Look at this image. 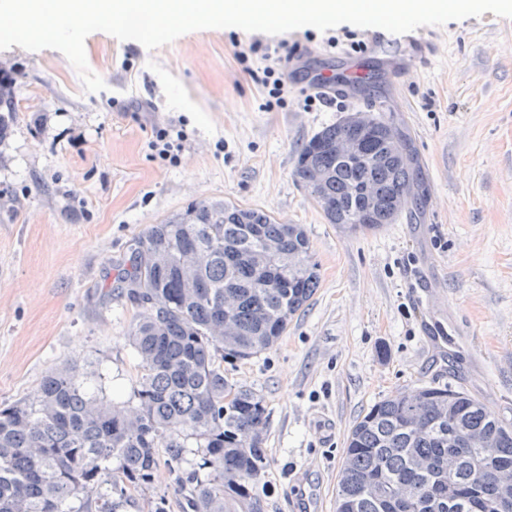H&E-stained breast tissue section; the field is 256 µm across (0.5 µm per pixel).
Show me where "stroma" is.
Returning <instances> with one entry per match:
<instances>
[{
	"label": "stroma",
	"mask_w": 512,
	"mask_h": 512,
	"mask_svg": "<svg viewBox=\"0 0 512 512\" xmlns=\"http://www.w3.org/2000/svg\"><path fill=\"white\" fill-rule=\"evenodd\" d=\"M311 26L185 33L147 50L95 32L85 91L54 49L0 50L15 114L0 140V406L28 398L49 371L76 367L99 399L128 396L138 359L136 305L106 296L132 238L193 202L223 200L304 225L320 283L277 344L225 362L233 383L268 408L266 512H295L315 493L334 512L347 436L374 403L424 385L461 388L512 422V19L483 16L416 29L429 62L399 84L306 109L310 74L285 68L288 102L270 103L239 46L286 40L342 74L345 46ZM401 128L422 172V204L367 234L327 223L293 175L297 154L346 115ZM183 124L177 164L155 160L148 126ZM448 315V356L424 327ZM176 468L160 461L119 512H187Z\"/></svg>",
	"instance_id": "obj_1"
}]
</instances>
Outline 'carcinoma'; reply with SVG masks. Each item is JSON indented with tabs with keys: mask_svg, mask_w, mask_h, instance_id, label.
I'll list each match as a JSON object with an SVG mask.
<instances>
[{
	"mask_svg": "<svg viewBox=\"0 0 512 512\" xmlns=\"http://www.w3.org/2000/svg\"><path fill=\"white\" fill-rule=\"evenodd\" d=\"M0 75V140L15 104ZM378 121L363 164L336 155L344 121L299 151L294 176L325 219L352 233L396 220L417 183L412 149L390 153ZM300 224L229 202H196L136 236L118 298L140 308L129 331L140 374L128 400L97 405L73 368L51 371L27 401L0 407V512H119L146 487L159 449L176 464L192 512H264L267 407L229 383L224 361L271 348L318 287ZM456 459L448 480V455ZM117 472H112V462ZM512 473V424L475 396L430 386L373 404L347 437L335 512H387L379 491L404 486L398 512H483Z\"/></svg>",
	"mask_w": 512,
	"mask_h": 512,
	"instance_id": "carcinoma-1",
	"label": "carcinoma"
}]
</instances>
